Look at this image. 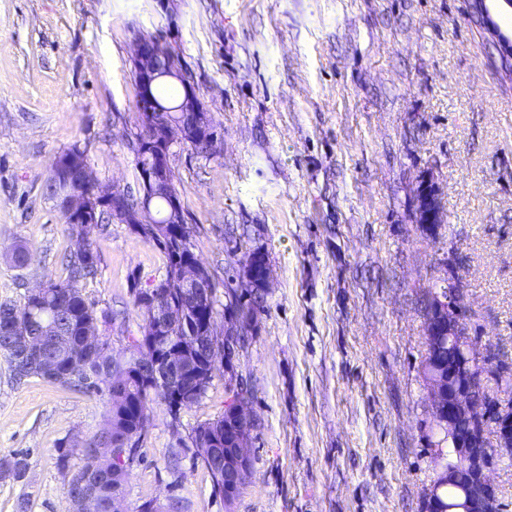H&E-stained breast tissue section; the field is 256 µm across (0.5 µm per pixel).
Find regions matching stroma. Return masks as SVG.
I'll return each instance as SVG.
<instances>
[{"label":"stroma","instance_id":"obj_1","mask_svg":"<svg viewBox=\"0 0 512 512\" xmlns=\"http://www.w3.org/2000/svg\"><path fill=\"white\" fill-rule=\"evenodd\" d=\"M472 0H0V303L68 277L73 244L45 183L80 148L96 180L138 193L134 33L162 36L224 134L203 157L174 147L171 169L211 272L216 310L249 252L271 286L232 374L172 421L153 401L121 495L123 512H422L436 472L422 362L423 308L457 252L468 332L512 363V81ZM443 222H416L421 180ZM88 237L98 271L81 282L129 356L142 335L133 292L166 258L120 222ZM247 385L251 473L232 503L197 461V425ZM106 396L30 378L0 354V512H66L59 448L99 433Z\"/></svg>","mask_w":512,"mask_h":512}]
</instances>
